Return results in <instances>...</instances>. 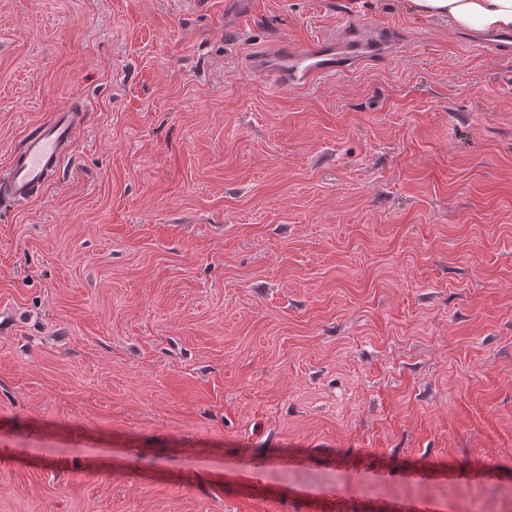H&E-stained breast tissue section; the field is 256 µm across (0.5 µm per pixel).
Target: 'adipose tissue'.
Returning <instances> with one entry per match:
<instances>
[{"mask_svg": "<svg viewBox=\"0 0 512 512\" xmlns=\"http://www.w3.org/2000/svg\"><path fill=\"white\" fill-rule=\"evenodd\" d=\"M416 14L448 19L453 28L511 32L512 0H412Z\"/></svg>", "mask_w": 512, "mask_h": 512, "instance_id": "adipose-tissue-1", "label": "adipose tissue"}]
</instances>
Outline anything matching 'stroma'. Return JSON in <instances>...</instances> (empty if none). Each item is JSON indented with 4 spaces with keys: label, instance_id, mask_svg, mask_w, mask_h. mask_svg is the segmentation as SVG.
<instances>
[{
    "label": "stroma",
    "instance_id": "35a3bbf8",
    "mask_svg": "<svg viewBox=\"0 0 512 512\" xmlns=\"http://www.w3.org/2000/svg\"><path fill=\"white\" fill-rule=\"evenodd\" d=\"M380 29L277 87L278 38ZM411 0H0V512H512V50ZM84 112L64 107L30 131L24 138L19 159L0 173L2 203H27L61 172L72 156Z\"/></svg>",
    "mask_w": 512,
    "mask_h": 512
}]
</instances>
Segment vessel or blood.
I'll return each instance as SVG.
<instances>
[{"mask_svg": "<svg viewBox=\"0 0 512 512\" xmlns=\"http://www.w3.org/2000/svg\"><path fill=\"white\" fill-rule=\"evenodd\" d=\"M377 40L376 34L369 33L350 46L338 47L324 40L310 50L301 51L287 39H280L279 83L303 87L313 80L335 76L347 70L355 52L372 48ZM83 118V111L66 107L35 126L25 137L18 160L0 171V201L11 205L27 203L58 175L72 155L75 135Z\"/></svg>", "mask_w": 512, "mask_h": 512, "instance_id": "obj_1", "label": "vessel or blood"}]
</instances>
